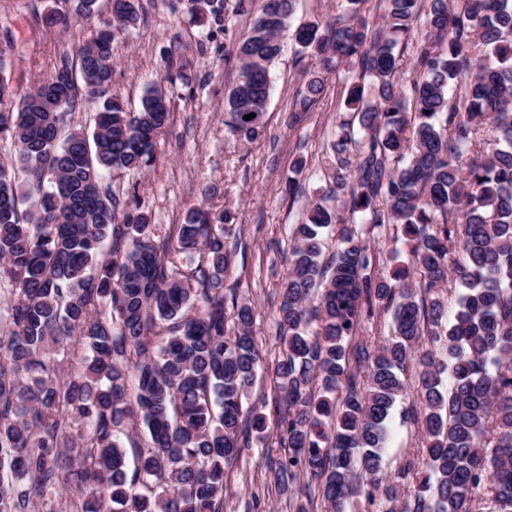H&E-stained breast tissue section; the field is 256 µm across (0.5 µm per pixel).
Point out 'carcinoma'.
Instances as JSON below:
<instances>
[{"mask_svg": "<svg viewBox=\"0 0 512 512\" xmlns=\"http://www.w3.org/2000/svg\"><path fill=\"white\" fill-rule=\"evenodd\" d=\"M97 2L34 13L49 28L98 22L36 93L12 84L0 53V135L17 146L0 162V512H42L62 483L75 490L69 512H221L226 469L252 434L264 440L258 407H244L263 359L254 307L224 286L235 214L191 207L161 242L103 187L108 173L151 167L171 105L156 86L135 112L112 97L115 40L141 21L140 0H110L103 21ZM376 2L380 25L362 14L367 0H344L292 31L294 0H266L224 51L241 63L224 125L245 142L264 132L287 32L301 59L349 73L326 146L330 196L348 215L319 202L292 228L273 372L283 453L267 468L283 491L304 486L296 512L314 488L326 512L377 495L386 512H478L481 490L512 512V0ZM83 96L102 101L91 131L73 121ZM324 96L309 73L289 121ZM390 224L409 258L387 275L367 235ZM382 313L389 335L361 339ZM412 362L422 454L389 478L383 449Z\"/></svg>", "mask_w": 512, "mask_h": 512, "instance_id": "obj_1", "label": "carcinoma"}]
</instances>
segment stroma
Masks as SVG:
<instances>
[{"label": "stroma", "mask_w": 512, "mask_h": 512, "mask_svg": "<svg viewBox=\"0 0 512 512\" xmlns=\"http://www.w3.org/2000/svg\"><path fill=\"white\" fill-rule=\"evenodd\" d=\"M54 0H0V44L11 42L13 83L20 90L48 77L49 59L74 50L90 36L83 23L68 30L50 29L34 15ZM144 21L115 41L112 94L128 110L140 107L146 88L157 86L171 100L168 127L156 142L155 161L142 171L108 174L105 183L121 197L136 198L148 214L157 238L175 237L188 208L231 207L244 248L236 250L224 284L255 305L254 334L262 344L264 367L281 354L277 323V283L294 224L310 202L335 206L328 194L326 145L336 128L346 72L326 75V95L297 124L288 115L294 95L305 86L298 64L299 47L285 39L281 56L270 67L271 90L263 138L250 144L224 125V99L239 78L237 63H225V32L247 34L251 17L225 12L221 23L192 13L187 0H141ZM298 185L297 197L286 192L287 180ZM415 394L398 400L385 450L388 470H395L420 447L417 427L404 410ZM267 450L253 442L229 471L222 512H291L288 495L267 478Z\"/></svg>", "instance_id": "obj_1"}]
</instances>
